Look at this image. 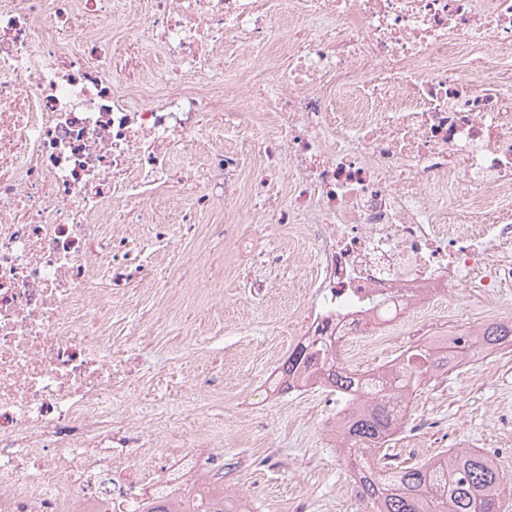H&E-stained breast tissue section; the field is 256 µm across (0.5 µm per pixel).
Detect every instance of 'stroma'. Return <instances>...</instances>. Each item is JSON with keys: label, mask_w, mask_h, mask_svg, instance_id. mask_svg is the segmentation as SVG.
Returning a JSON list of instances; mask_svg holds the SVG:
<instances>
[{"label": "stroma", "mask_w": 512, "mask_h": 512, "mask_svg": "<svg viewBox=\"0 0 512 512\" xmlns=\"http://www.w3.org/2000/svg\"><path fill=\"white\" fill-rule=\"evenodd\" d=\"M284 229L242 223L231 239L213 242L215 267L224 271V333L199 350L185 348L175 334L147 336L135 344L144 376L171 367L201 366L205 392L216 403L208 429L224 437V460L232 469L224 488L243 494L251 512H366L353 473L329 437L333 412L310 392L260 398L264 381L280 371L293 350L289 317L310 304L314 270L308 241L297 260L275 262ZM268 284L257 294L254 281ZM401 427L389 443L396 462L417 463L452 447L474 448L512 479V359L429 382L409 395Z\"/></svg>", "instance_id": "obj_1"}]
</instances>
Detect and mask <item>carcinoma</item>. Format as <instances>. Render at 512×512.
<instances>
[{
	"label": "carcinoma",
	"instance_id": "1",
	"mask_svg": "<svg viewBox=\"0 0 512 512\" xmlns=\"http://www.w3.org/2000/svg\"><path fill=\"white\" fill-rule=\"evenodd\" d=\"M487 346L512 341V325L494 323L481 331ZM319 381L347 397L348 416L340 426L344 452L350 461L359 497L370 512H501L504 476L488 456L461 449L448 458L409 466L392 465L386 445L396 429L406 396L419 391L430 372L449 360H464L466 350L427 351L413 347L406 363L391 374L392 396L378 400L358 374L337 362L330 341L319 345ZM310 362L308 347L298 346L283 365V374L298 372Z\"/></svg>",
	"mask_w": 512,
	"mask_h": 512
}]
</instances>
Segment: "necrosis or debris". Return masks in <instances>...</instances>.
Instances as JSON below:
<instances>
[{
	"mask_svg": "<svg viewBox=\"0 0 512 512\" xmlns=\"http://www.w3.org/2000/svg\"><path fill=\"white\" fill-rule=\"evenodd\" d=\"M116 36L142 52L137 79ZM228 133L288 190L255 195L250 223L311 246L322 301L297 314L298 344L335 337L378 393L405 351L366 361L393 336L469 343L452 372L512 353L439 323L456 291L512 319V0H0V512H139L223 487L196 385L179 399L193 429L136 430L139 364L112 331L206 344L178 315L224 308L206 240L240 221ZM133 288L158 306L133 313ZM131 230L133 234L140 237V240L147 245V253L157 261V263L164 267L166 266L170 259L172 258L171 249L168 251H164L160 248L154 236L152 234V230L149 224H135L132 225Z\"/></svg>",
	"mask_w": 512,
	"mask_h": 512,
	"instance_id": "4bbe7bcc",
	"label": "necrosis or debris"
}]
</instances>
